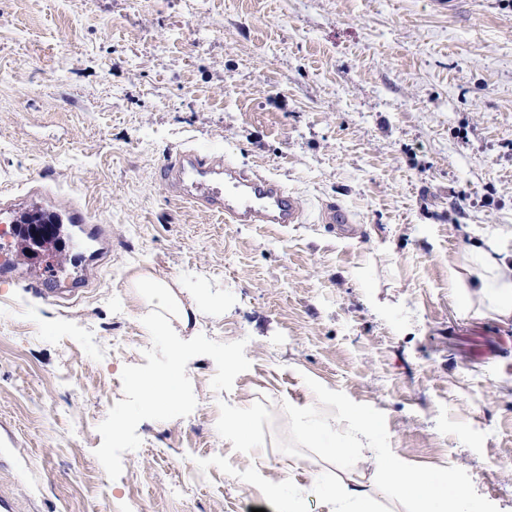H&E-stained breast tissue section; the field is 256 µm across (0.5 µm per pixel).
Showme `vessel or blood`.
Wrapping results in <instances>:
<instances>
[{"label": "vessel or blood", "instance_id": "vessel-or-blood-1", "mask_svg": "<svg viewBox=\"0 0 512 512\" xmlns=\"http://www.w3.org/2000/svg\"><path fill=\"white\" fill-rule=\"evenodd\" d=\"M193 178L196 204L222 214L231 224H297L302 219L298 201L279 181L249 174L199 151H180L160 170V179L179 194L186 178Z\"/></svg>", "mask_w": 512, "mask_h": 512}]
</instances>
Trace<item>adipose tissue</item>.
I'll return each mask as SVG.
<instances>
[{
	"label": "adipose tissue",
	"mask_w": 512,
	"mask_h": 512,
	"mask_svg": "<svg viewBox=\"0 0 512 512\" xmlns=\"http://www.w3.org/2000/svg\"><path fill=\"white\" fill-rule=\"evenodd\" d=\"M468 253V264L457 278L458 287L465 294L492 300L499 316H512V255L501 253L490 238L470 245ZM127 285L148 306L150 326L169 335L188 329L200 317L198 306L185 299L180 281L160 276L153 267L133 268ZM377 467L395 476L390 492L415 501L420 512H472L473 504L465 495L449 500L447 485L433 473L407 468L396 460L378 462ZM313 489L324 501L336 502V512H379L378 491L358 481L341 478L327 490L318 480Z\"/></svg>",
	"instance_id": "ef3b65f1"
}]
</instances>
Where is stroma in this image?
Masks as SVG:
<instances>
[{
  "mask_svg": "<svg viewBox=\"0 0 512 512\" xmlns=\"http://www.w3.org/2000/svg\"><path fill=\"white\" fill-rule=\"evenodd\" d=\"M179 148L277 179L302 223L171 195ZM0 197L78 203L110 240L66 306L38 290L71 253L6 245L15 512H328L312 480L376 457L512 512V317L452 285L472 238L512 254V0H0ZM145 264L202 310L182 364L126 288ZM340 415L374 445L341 472L309 437Z\"/></svg>",
  "mask_w": 512,
  "mask_h": 512,
  "instance_id": "35a3bbf8",
  "label": "stroma"
}]
</instances>
